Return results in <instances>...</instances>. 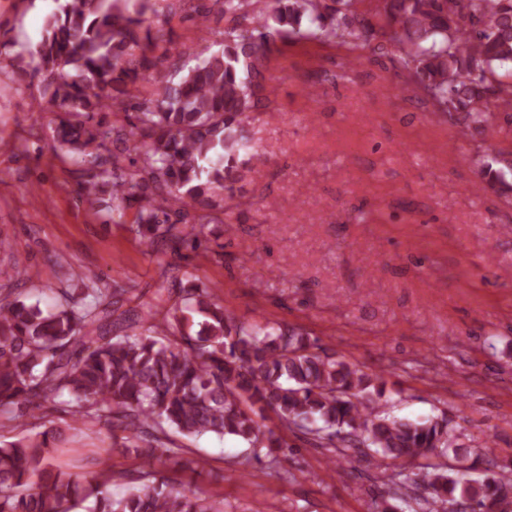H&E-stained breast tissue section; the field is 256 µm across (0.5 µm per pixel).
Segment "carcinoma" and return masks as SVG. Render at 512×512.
<instances>
[{
  "label": "carcinoma",
  "mask_w": 512,
  "mask_h": 512,
  "mask_svg": "<svg viewBox=\"0 0 512 512\" xmlns=\"http://www.w3.org/2000/svg\"><path fill=\"white\" fill-rule=\"evenodd\" d=\"M157 2L62 0L9 66L37 82L54 112L51 138L78 166L83 202L158 250H206L210 225L233 223L236 184L265 159L249 126L266 63L297 35L348 45L379 34L398 49L407 92L422 91L468 134L483 132L494 109L512 132V104L502 103L512 94V0H378L373 14L362 0H266L260 9L259 0H181L214 47L186 70L170 62L185 51ZM510 174L481 170L501 189L512 187ZM172 286L175 298L155 312L130 306L131 289L117 281L58 288L46 311L4 289L0 429L66 394L62 412L118 428L133 460L161 453L200 476L207 460H180L173 437L229 436L258 459L288 447L262 429L271 412L287 429L321 436L318 448L353 437L375 449L403 477L399 488L427 490L424 512H494L512 500L511 473L471 477V449L447 419L381 410L382 375L320 355L293 328L235 318L188 271ZM54 440L49 431L0 440V512H73L80 497L95 499L90 512H224L223 496L202 498L142 465L119 499L106 491L109 465L82 488L51 463Z\"/></svg>",
  "instance_id": "1"
}]
</instances>
